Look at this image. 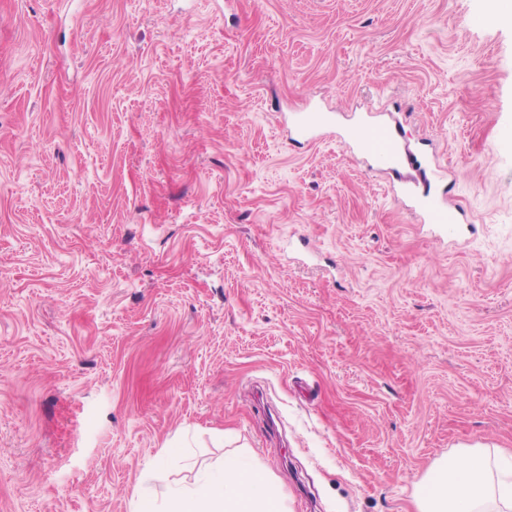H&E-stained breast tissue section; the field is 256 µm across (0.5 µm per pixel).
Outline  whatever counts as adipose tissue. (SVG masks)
<instances>
[{
    "instance_id": "1",
    "label": "adipose tissue",
    "mask_w": 512,
    "mask_h": 512,
    "mask_svg": "<svg viewBox=\"0 0 512 512\" xmlns=\"http://www.w3.org/2000/svg\"><path fill=\"white\" fill-rule=\"evenodd\" d=\"M150 489L134 512H288V497L261 464L224 454L210 473L191 484L145 475ZM418 512H512V477L495 475L491 455L469 448L439 460L417 486Z\"/></svg>"
}]
</instances>
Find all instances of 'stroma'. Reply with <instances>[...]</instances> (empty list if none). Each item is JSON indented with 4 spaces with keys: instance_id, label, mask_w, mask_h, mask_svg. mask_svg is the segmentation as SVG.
Returning <instances> with one entry per match:
<instances>
[{
    "instance_id": "stroma-1",
    "label": "stroma",
    "mask_w": 512,
    "mask_h": 512,
    "mask_svg": "<svg viewBox=\"0 0 512 512\" xmlns=\"http://www.w3.org/2000/svg\"><path fill=\"white\" fill-rule=\"evenodd\" d=\"M487 0H0V512H130L226 444L290 512L512 448V23ZM393 112L454 240L306 103ZM299 237L298 256L282 248ZM189 435L193 466L160 457ZM330 115L319 112H299L289 127L290 139L296 142H314L322 138L332 126ZM417 201L427 223L438 226L444 235H448V238L458 235L462 214L445 194H431L430 191H424L417 197Z\"/></svg>"
}]
</instances>
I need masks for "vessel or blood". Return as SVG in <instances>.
Masks as SVG:
<instances>
[{
	"mask_svg": "<svg viewBox=\"0 0 512 512\" xmlns=\"http://www.w3.org/2000/svg\"><path fill=\"white\" fill-rule=\"evenodd\" d=\"M333 119L319 112H301L291 121L289 136L296 142H314L322 138ZM401 128L387 122H357L347 127L343 139L349 148L361 154L371 168L399 172L410 152L401 141ZM427 223L438 226L448 237H456L462 214L446 195L422 193L417 198Z\"/></svg>",
	"mask_w": 512,
	"mask_h": 512,
	"instance_id": "b4317fda",
	"label": "vessel or blood"
}]
</instances>
